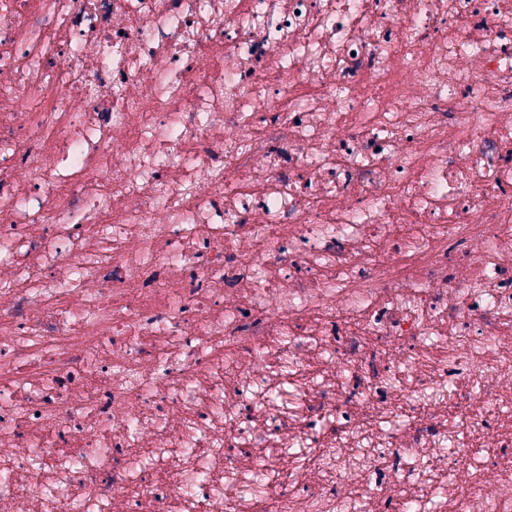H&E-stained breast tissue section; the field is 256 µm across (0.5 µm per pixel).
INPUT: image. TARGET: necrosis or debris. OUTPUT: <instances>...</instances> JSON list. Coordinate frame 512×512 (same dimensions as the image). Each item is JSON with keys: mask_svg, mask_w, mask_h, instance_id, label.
Returning a JSON list of instances; mask_svg holds the SVG:
<instances>
[{"mask_svg": "<svg viewBox=\"0 0 512 512\" xmlns=\"http://www.w3.org/2000/svg\"><path fill=\"white\" fill-rule=\"evenodd\" d=\"M512 512V0H0V512Z\"/></svg>", "mask_w": 512, "mask_h": 512, "instance_id": "1", "label": "necrosis or debris"}]
</instances>
